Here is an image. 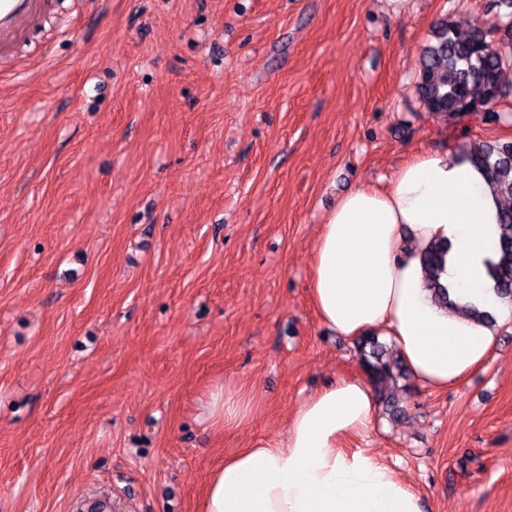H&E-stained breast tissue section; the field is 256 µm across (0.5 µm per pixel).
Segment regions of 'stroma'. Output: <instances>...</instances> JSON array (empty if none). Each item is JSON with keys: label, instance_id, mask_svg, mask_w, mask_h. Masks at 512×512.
<instances>
[{"label": "stroma", "instance_id": "stroma-1", "mask_svg": "<svg viewBox=\"0 0 512 512\" xmlns=\"http://www.w3.org/2000/svg\"><path fill=\"white\" fill-rule=\"evenodd\" d=\"M495 0H55L0 57V512H200L357 341L311 302L326 214L512 125L420 112V52ZM254 389L215 425L218 391ZM369 446L425 512H512V330ZM254 408L253 394L235 390L213 395L206 410L213 423L240 427L250 421Z\"/></svg>", "mask_w": 512, "mask_h": 512}]
</instances>
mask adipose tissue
Returning a JSON list of instances; mask_svg holds the SVG:
<instances>
[{
    "label": "adipose tissue",
    "mask_w": 512,
    "mask_h": 512,
    "mask_svg": "<svg viewBox=\"0 0 512 512\" xmlns=\"http://www.w3.org/2000/svg\"><path fill=\"white\" fill-rule=\"evenodd\" d=\"M499 201L460 152L438 150L402 165L386 190L356 187L327 214L316 241L310 297L340 335L393 338L409 373L444 390L490 357L512 302L487 275L499 257ZM449 241L442 279L459 308L443 309L424 286L422 252ZM253 394L213 395L207 416L239 427ZM376 399L359 376L336 379L304 399L280 439L226 456L203 490L200 512H424L421 495L369 448Z\"/></svg>",
    "instance_id": "obj_1"
}]
</instances>
